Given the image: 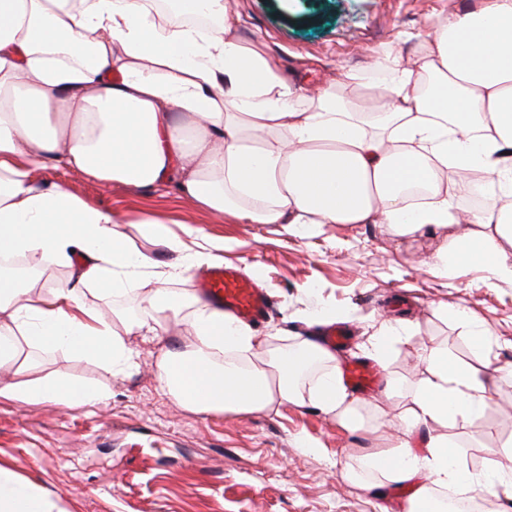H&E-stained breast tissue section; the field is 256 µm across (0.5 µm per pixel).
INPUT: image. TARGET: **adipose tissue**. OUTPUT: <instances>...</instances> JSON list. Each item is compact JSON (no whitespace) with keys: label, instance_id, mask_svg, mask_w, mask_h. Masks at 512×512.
Returning <instances> with one entry per match:
<instances>
[{"label":"adipose tissue","instance_id":"1","mask_svg":"<svg viewBox=\"0 0 512 512\" xmlns=\"http://www.w3.org/2000/svg\"><path fill=\"white\" fill-rule=\"evenodd\" d=\"M46 158L107 187L170 183L212 213L295 224L304 235L323 224H383L413 238L477 224L474 248L441 239L434 269L476 260L486 281L512 286V0L433 25L411 60L386 51L370 71L343 69L331 86L305 90L240 38L224 0H176L169 17L152 14L145 0H0V260L37 254L69 267L77 283L116 295L139 289L154 259L126 246L111 209L34 180L32 164ZM468 168L482 183L462 177ZM412 186L425 187L423 202H412ZM139 224L176 252L169 280L224 249L191 248L148 216ZM187 307L191 341L158 361L160 383L185 408L279 409L300 400L292 375L316 361L314 403L344 429L363 428L340 359L316 334L278 353L270 337L167 288L144 293L140 314L118 325L69 286L37 291L0 272L1 337L20 334L120 373L136 366L127 337L158 339ZM421 359L425 378L381 396L405 400L406 429L427 430L424 452L381 429L343 478L366 487L368 467L392 483L425 478L421 498L432 485L511 502L512 457L473 471L444 432L487 409L491 358L473 366L429 346ZM1 398L80 406L108 394L43 377L0 383ZM0 512L66 510L60 497L0 466Z\"/></svg>","mask_w":512,"mask_h":512}]
</instances>
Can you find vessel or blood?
Listing matches in <instances>:
<instances>
[{
  "label": "vessel or blood",
  "mask_w": 512,
  "mask_h": 512,
  "mask_svg": "<svg viewBox=\"0 0 512 512\" xmlns=\"http://www.w3.org/2000/svg\"><path fill=\"white\" fill-rule=\"evenodd\" d=\"M198 295L212 307L228 312L245 322L258 323L270 312L264 292L236 264H221L206 270L195 280ZM348 385L368 391L378 380L376 369L367 362L354 361L343 369Z\"/></svg>",
  "instance_id": "b4317fda"
}]
</instances>
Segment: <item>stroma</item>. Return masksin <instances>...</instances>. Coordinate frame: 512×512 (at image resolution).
Listing matches in <instances>:
<instances>
[{
    "instance_id": "35a3bbf8",
    "label": "stroma",
    "mask_w": 512,
    "mask_h": 512,
    "mask_svg": "<svg viewBox=\"0 0 512 512\" xmlns=\"http://www.w3.org/2000/svg\"><path fill=\"white\" fill-rule=\"evenodd\" d=\"M467 0H224L238 18L242 39L259 44L285 76L307 87L330 84L343 68L370 69L376 54L391 50L409 58L430 23L462 13ZM123 221L129 246L168 263L176 255L145 237L136 220L164 222L185 243L224 244L223 262L252 272L272 301L268 320L257 326L285 350L305 334L311 312L331 314L350 331L339 352L360 359V343L379 320L407 321L409 335L388 347L382 380L401 383L425 377L417 360L423 347H448L460 362L491 355L512 368V287L486 286L479 263L434 275L427 262L435 239L400 238L382 224H325L303 237L284 224H244L216 217L191 199L154 190L107 188L93 177L52 163L31 168ZM81 300L114 313L136 315L139 292L110 294L80 287ZM448 314H440L439 306ZM478 315L484 339L454 318L457 309ZM137 366L116 374L93 360L19 340L27 377L54 376L106 389L103 405H24L0 399V464L60 496L67 512H406L414 485H382L369 471L368 488L346 483L341 467L370 448L381 424L423 449L421 435H406L398 400L365 413L370 425L348 431L309 398L278 411L197 414L185 409L157 380L161 343L127 339ZM493 403L483 417L457 424L447 434L468 467L479 469L512 449V384L489 379Z\"/></svg>"
}]
</instances>
